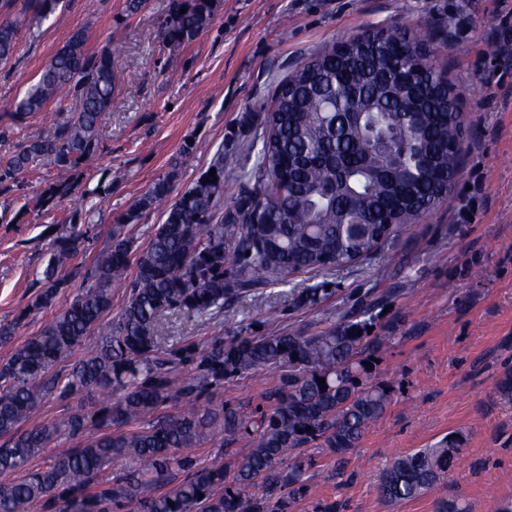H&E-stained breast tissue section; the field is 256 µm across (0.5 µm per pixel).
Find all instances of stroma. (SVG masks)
Here are the masks:
<instances>
[{
	"instance_id": "1",
	"label": "stroma",
	"mask_w": 512,
	"mask_h": 512,
	"mask_svg": "<svg viewBox=\"0 0 512 512\" xmlns=\"http://www.w3.org/2000/svg\"><path fill=\"white\" fill-rule=\"evenodd\" d=\"M168 0H148L134 15L124 0H67L46 21L25 18L15 63L0 69V116L11 112L72 30L84 28L86 48L111 46L115 95L99 127L100 150L77 176L73 195L50 210L27 208L56 176L50 160L35 159L19 190L0 195V323L17 322L0 363L55 318L86 285L112 244V229L129 205L173 158L176 200L223 149L224 205L238 193L236 174L251 166L236 147L242 113L254 111L298 62L323 44L373 27L398 26L438 33L436 66L457 93L466 133L462 167L449 203L400 232L377 258L337 272L336 293L323 308L283 314L293 286L316 284L298 274L256 298L226 305L218 322L172 316L173 341L206 345L241 326L312 331L324 310L364 293L394 291L382 321L398 320L393 345L377 364L391 404L345 464L314 449L317 468L307 497L293 512H437L444 499L470 512H499L512 503V397L498 384L512 374V66L492 48L512 0H220L211 26L184 48L166 46L158 32ZM76 104L49 106L22 129L0 140V154L30 136L53 135ZM208 153L182 154L188 139ZM88 225L86 251L63 267L64 285L54 305L20 318L37 289L53 250V233L68 220ZM279 373L225 383L210 402H232L252 411ZM465 444L455 467L421 496L383 501L378 485L398 456L428 447L448 434Z\"/></svg>"
}]
</instances>
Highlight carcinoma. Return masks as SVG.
Returning a JSON list of instances; mask_svg holds the SVG:
<instances>
[{
    "mask_svg": "<svg viewBox=\"0 0 512 512\" xmlns=\"http://www.w3.org/2000/svg\"><path fill=\"white\" fill-rule=\"evenodd\" d=\"M217 2L169 0L159 36L174 47L192 44L211 25ZM63 4L23 0L19 13L46 20ZM378 34L349 55L338 52L336 43L321 47L258 105L262 131L249 145L255 160L240 175L232 206L221 204L224 150L167 204L170 180L179 170L173 162L115 225L92 281L0 364V476H11L0 481V512H28L34 505L41 512H292L307 497L306 474L316 465L302 448L318 446L343 460L359 447L391 400L389 386L368 366L396 339L397 323L375 321L390 296L330 314L311 333L249 324L201 350L188 341L167 344L162 324L175 312L217 320L225 305L302 273L324 280L294 289L288 309L317 308L336 293L329 276L375 258L417 223L420 212L449 200L445 177L460 172L463 138L453 87L442 70L426 61L419 71L400 50L407 41L429 46L431 40L388 27ZM18 41L19 22H1L0 65L15 57ZM85 42L83 29L70 35L0 128L6 137L26 127L64 95L78 104L53 136L31 137L0 158L3 195L21 187L20 176L35 158L52 159L58 181L39 195L37 210L72 188L73 172L97 154L99 125L112 108V46L90 54ZM375 128L390 134L395 155L378 148ZM413 140L422 144L421 170L410 181L400 167L411 159L403 151ZM212 168L214 183L208 181ZM162 204V221L147 246L135 247L123 226ZM88 240L81 228L56 237L42 285L14 321L0 324L1 343L12 338L28 312L55 302L58 270ZM121 282L128 299L118 319L59 384L52 369L100 327L112 307V286ZM185 367L191 374L177 376ZM273 369L280 378L266 392L268 408L247 414L227 402L216 408L203 404L224 382ZM104 390L109 397L91 411L71 408L58 419L23 427L48 395L65 399ZM172 400L181 401L182 409L161 412ZM89 428L100 434L44 467L28 466L55 438ZM209 436L221 443L242 440L248 451L225 464L201 466L195 450ZM463 446L462 437L450 435L396 458L379 486L380 497L394 503L417 498L454 466ZM116 457L142 468L111 477L105 469Z\"/></svg>",
    "mask_w": 512,
    "mask_h": 512,
    "instance_id": "carcinoma-1",
    "label": "carcinoma"
}]
</instances>
